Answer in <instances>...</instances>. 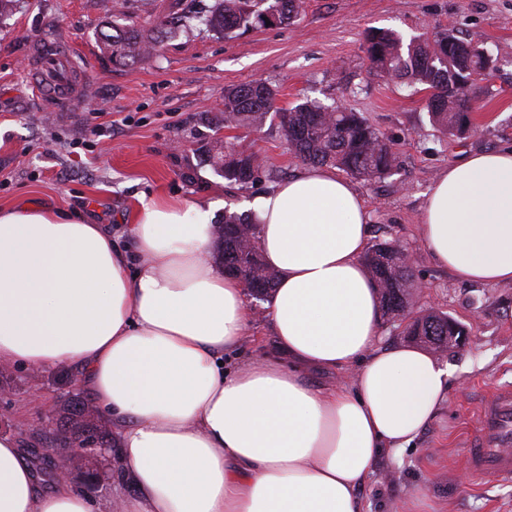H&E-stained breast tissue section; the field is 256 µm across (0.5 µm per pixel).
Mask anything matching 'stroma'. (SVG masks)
Segmentation results:
<instances>
[{
	"mask_svg": "<svg viewBox=\"0 0 512 512\" xmlns=\"http://www.w3.org/2000/svg\"><path fill=\"white\" fill-rule=\"evenodd\" d=\"M213 0H19L0 18V207L51 205L104 225L127 248L125 231L140 197L199 199L214 220L247 212L257 197L304 168L276 122L261 132L217 129L225 88L263 80L280 107L303 99L340 101L390 140L394 175L356 181L370 207L368 245L391 243L412 253L425 286L410 316L448 313L467 331L449 350L448 402L433 425L400 458L381 462V477L363 492L365 512H395L421 497L430 512H512V479L472 485L461 476L475 400L491 384H512V284L462 282L432 260L419 232L421 208L439 172L473 151L512 147V0H304L292 24L229 38L205 26L180 29L156 57L129 69L101 54L97 34L109 19L177 22ZM411 38L445 29L483 46L497 61L477 81L475 127L443 134L430 122L422 94L369 72L368 28ZM51 45L68 56L65 80L77 94L66 106L41 89L29 64ZM221 140L258 151L256 181L240 187L214 169ZM108 155H101V147ZM15 394L0 431L38 443L41 423L68 392L82 390L80 371L63 368L32 378L9 366ZM39 383L41 398L27 391Z\"/></svg>",
	"mask_w": 512,
	"mask_h": 512,
	"instance_id": "obj_1",
	"label": "stroma"
}]
</instances>
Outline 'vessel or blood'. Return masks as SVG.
Returning <instances> with one entry per match:
<instances>
[{
  "label": "vessel or blood",
  "instance_id": "obj_1",
  "mask_svg": "<svg viewBox=\"0 0 512 512\" xmlns=\"http://www.w3.org/2000/svg\"><path fill=\"white\" fill-rule=\"evenodd\" d=\"M465 454L471 482L512 476V385L494 386L478 402Z\"/></svg>",
  "mask_w": 512,
  "mask_h": 512
}]
</instances>
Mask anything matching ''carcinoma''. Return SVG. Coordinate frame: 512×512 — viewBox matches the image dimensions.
<instances>
[{"mask_svg": "<svg viewBox=\"0 0 512 512\" xmlns=\"http://www.w3.org/2000/svg\"><path fill=\"white\" fill-rule=\"evenodd\" d=\"M302 4L303 0H214L193 20L230 37L268 23L290 24ZM171 33L172 26L166 22L148 29L132 18L114 20L100 31L99 48L115 63L134 66L151 58ZM450 38L467 44L455 35L448 36L446 30L406 43L393 31L371 28L365 32L364 47L371 72L382 78L394 76L414 91L426 92L425 108L433 124L454 135L474 127L471 87L482 75L483 63L478 53L461 58L448 47ZM278 95L277 88L262 80L226 88L217 124L258 132L268 119H276L288 149L302 162L334 166L363 181L381 179L397 168V155L387 138L359 113L311 100L284 109L277 106ZM212 161L224 179L241 186L253 183L263 164L258 152L239 150L229 141L220 146ZM215 230L224 272L243 277L255 300H268L278 274L263 260L259 224L249 214L226 210L224 222L215 225ZM246 233L254 241L247 252L241 247ZM365 266L381 296L382 316L389 321L404 318L417 283L400 250L376 244L366 254ZM404 335L434 349L448 342V314L433 310L418 316L406 324ZM49 443L55 456H70L82 448L112 447V431L88 418L85 400L76 394L56 418Z\"/></svg>", "mask_w": 512, "mask_h": 512, "instance_id": "obj_1", "label": "carcinoma"}]
</instances>
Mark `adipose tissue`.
<instances>
[{
	"label": "adipose tissue",
	"instance_id": "ef3b65f1",
	"mask_svg": "<svg viewBox=\"0 0 512 512\" xmlns=\"http://www.w3.org/2000/svg\"><path fill=\"white\" fill-rule=\"evenodd\" d=\"M276 356L235 370L246 289L211 263L204 205L143 197L113 247L102 225L45 205L0 209V364L79 366L132 488L121 512H362L382 458L400 457L448 401L451 369L383 345L362 256L369 209L311 166L257 199ZM420 235L458 280L512 283V148L471 152L435 179ZM344 382L313 384L314 372ZM0 512H95L73 484L42 489L0 433Z\"/></svg>",
	"mask_w": 512,
	"mask_h": 512
}]
</instances>
